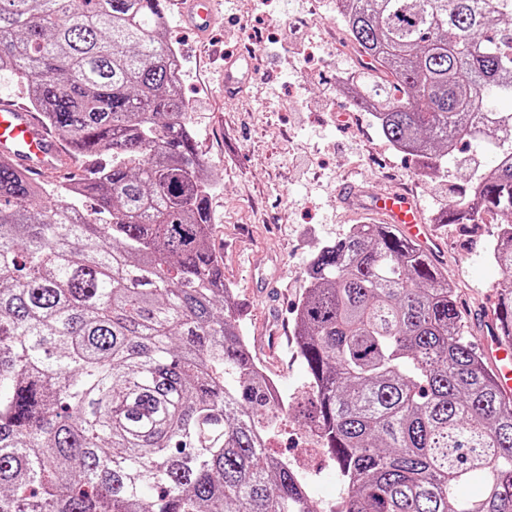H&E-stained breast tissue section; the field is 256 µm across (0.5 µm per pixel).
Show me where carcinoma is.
Returning <instances> with one entry per match:
<instances>
[{
  "label": "carcinoma",
  "mask_w": 512,
  "mask_h": 512,
  "mask_svg": "<svg viewBox=\"0 0 512 512\" xmlns=\"http://www.w3.org/2000/svg\"><path fill=\"white\" fill-rule=\"evenodd\" d=\"M338 3L353 103L422 175L500 141L434 223L512 216V0ZM167 30L165 0H0V73L87 165L54 192L0 160V512H315L267 453L277 408L211 246ZM488 253L511 277L512 222ZM495 311L511 342V288ZM297 313L296 406L336 512H512V394L419 247L355 225L311 255Z\"/></svg>",
  "instance_id": "1"
}]
</instances>
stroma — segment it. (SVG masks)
<instances>
[{"label": "stroma", "instance_id": "1", "mask_svg": "<svg viewBox=\"0 0 512 512\" xmlns=\"http://www.w3.org/2000/svg\"><path fill=\"white\" fill-rule=\"evenodd\" d=\"M178 4L168 7L167 39L181 53L182 97L192 105L189 122L201 150L220 176L212 195V243L224 261V280L255 360L301 396L307 375L292 336V311L303 297L309 255L352 225L371 223L365 211L343 203L347 189H395L415 195L424 215L447 206L465 187L470 171L455 160L421 176L414 160L375 132L369 113L342 93L339 77L359 65L346 45L336 0H221L213 27L199 36L179 23ZM301 21L314 57L294 56L290 28ZM277 40L285 61L260 56L238 97L224 95L215 52L249 49L240 25ZM495 223L472 229L450 224L435 230L437 261L458 289L466 336L481 346L484 327L507 283L486 257ZM272 452L316 476L325 512L342 494L326 449L307 435L295 413L272 441Z\"/></svg>", "mask_w": 512, "mask_h": 512}]
</instances>
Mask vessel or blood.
Segmentation results:
<instances>
[{"label":"vessel or blood","mask_w":512,"mask_h":512,"mask_svg":"<svg viewBox=\"0 0 512 512\" xmlns=\"http://www.w3.org/2000/svg\"><path fill=\"white\" fill-rule=\"evenodd\" d=\"M216 0H184L181 6L184 24L197 32H207L213 22ZM248 56L237 55L224 60V92L238 93L251 72ZM0 157L22 169L44 174L58 170L65 154L59 143L40 125L26 107L0 102ZM362 208L382 216L384 223L394 225L408 242L432 249L434 241L423 224L415 200L406 193H371L361 198ZM484 351L492 363L502 388L512 392V345L501 341L495 326H488Z\"/></svg>","instance_id":"1"}]
</instances>
